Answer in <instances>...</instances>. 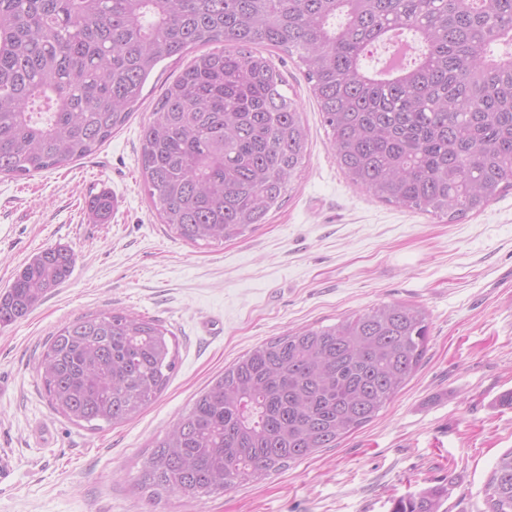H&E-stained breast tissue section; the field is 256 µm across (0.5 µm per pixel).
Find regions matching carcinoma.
I'll list each match as a JSON object with an SVG mask.
<instances>
[{
    "label": "carcinoma",
    "mask_w": 512,
    "mask_h": 512,
    "mask_svg": "<svg viewBox=\"0 0 512 512\" xmlns=\"http://www.w3.org/2000/svg\"><path fill=\"white\" fill-rule=\"evenodd\" d=\"M387 45L384 69L366 50ZM142 127L144 186L191 244L266 223L303 167L308 129L260 47L297 58L345 177L378 200L457 221L512 188V0H0V176L94 154L131 117L162 61L198 46ZM102 223L112 197L87 203ZM45 249L0 292V327L71 274ZM423 310L384 304L243 354L156 440L137 485L148 504L259 483L372 420L423 358ZM177 367L172 333L123 311L80 316L39 366L50 407L102 429L152 405ZM512 512V449L484 487ZM429 489L392 512H440Z\"/></svg>",
    "instance_id": "1"
}]
</instances>
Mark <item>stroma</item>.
I'll use <instances>...</instances> for the list:
<instances>
[{"instance_id":"35a3bbf8","label":"stroma","mask_w":512,"mask_h":512,"mask_svg":"<svg viewBox=\"0 0 512 512\" xmlns=\"http://www.w3.org/2000/svg\"><path fill=\"white\" fill-rule=\"evenodd\" d=\"M296 97L309 141L280 208L246 236L191 245L144 190L141 130L183 63L165 60L130 119L89 157L25 179L0 176V290L37 253L64 246L71 276L0 327V512H391L444 488L445 512H486L483 488L512 448V190L448 223L378 201L349 183L295 62L266 48ZM117 201L107 222L90 196ZM428 317L416 373L370 423L258 483L151 506L133 488L153 443L194 395L253 346L383 304ZM104 310L172 332L178 366L133 421L101 430L54 412L37 367L66 322Z\"/></svg>"}]
</instances>
